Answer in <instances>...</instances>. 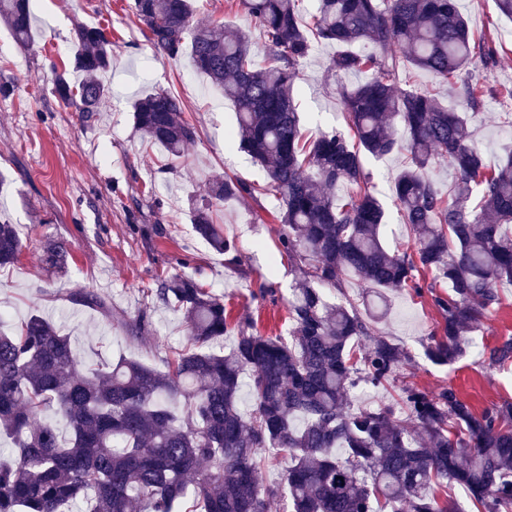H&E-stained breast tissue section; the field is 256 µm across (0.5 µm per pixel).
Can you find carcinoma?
I'll return each mask as SVG.
<instances>
[{
	"label": "carcinoma",
	"instance_id": "obj_1",
	"mask_svg": "<svg viewBox=\"0 0 512 512\" xmlns=\"http://www.w3.org/2000/svg\"><path fill=\"white\" fill-rule=\"evenodd\" d=\"M298 2L239 0L263 35L264 66L255 62L250 31L230 22L190 29L192 0L133 3L157 52L189 53L195 69L224 90L237 112L229 143L265 169V189L279 194L281 251L299 270L289 336L239 322L229 352L210 350L231 331L224 300L185 274L162 279L156 290L190 329L189 344L161 369L121 358L82 374L70 339L37 313L14 333L0 332V435L13 442L0 456V512H67L78 502L85 512H181L190 499L201 512H269L274 499L289 512H464L437 493L448 483L463 486L478 512H512V401L477 412L451 386L404 385L387 404H349L361 386H392L412 361L385 336L361 344L387 314L386 292H422L419 271L445 285L434 294L442 322L425 356L448 366L472 351L470 333L502 303L499 286L512 285V153L485 164L467 135L484 85L459 79L475 56L487 61L497 50L474 38L456 0H318L308 23ZM0 19L18 46L33 48L30 0H0ZM360 42L373 52L353 50ZM315 43L336 47L333 73H369L340 88L352 140L338 130L316 137L303 130L294 85ZM111 64L104 30L77 26L73 67L83 79L54 71L55 96L84 114L100 111L110 91L99 75ZM411 67L430 73L435 86H401L399 73ZM457 82L460 111L440 101V87ZM133 122L173 159L197 140L169 92L138 99ZM394 124L404 138L389 132ZM394 150L408 156L395 193L400 219L415 235L410 253L383 245L385 210L363 171L364 154ZM439 161L456 174L446 193L428 175ZM339 181L352 189L342 203L331 192ZM256 192L239 179L216 178L192 211L195 233L228 264L237 260V243L216 211L229 197ZM70 251L64 240L49 241L46 265L65 271ZM21 252L14 225L0 224V267ZM350 275L376 290L380 305L368 303L362 313L349 299L329 301L324 290ZM72 300L112 314L94 292ZM489 360L512 362V336L489 350ZM244 384L248 413L238 406ZM48 410L68 438L42 420ZM277 459L287 463L282 481L267 486L261 471Z\"/></svg>",
	"mask_w": 512,
	"mask_h": 512
}]
</instances>
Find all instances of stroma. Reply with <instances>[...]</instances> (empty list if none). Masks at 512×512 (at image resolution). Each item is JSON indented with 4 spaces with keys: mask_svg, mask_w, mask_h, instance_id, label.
<instances>
[{
    "mask_svg": "<svg viewBox=\"0 0 512 512\" xmlns=\"http://www.w3.org/2000/svg\"><path fill=\"white\" fill-rule=\"evenodd\" d=\"M132 5L133 0H30V51L16 46L0 23V85L11 88L10 95L0 96V224L15 225L23 243L17 262L0 267V329L18 326L37 310L70 336L85 363L123 356L159 368L189 336L182 314L149 295L165 276H192L223 297L230 323L250 320L258 332L274 336L290 327L295 274L278 254L275 196L228 200L220 208L218 221L239 246L235 264H225L193 231L190 209L210 179L227 174L261 184L266 172L244 151L225 145L236 127L232 102L194 70L190 57L153 55ZM459 6L475 36L503 47L494 64L477 57L469 67L487 93L468 132L485 163L494 166L512 146V125L504 121L512 101L498 94L501 87L512 88V19L500 14L495 0H459ZM80 24L104 29L114 47L112 67L102 76L110 100L88 117L53 93V70L69 66ZM333 53L331 46L316 45L299 67L294 97L311 137L345 129L336 87L361 80L357 74L332 75ZM159 90L181 99L185 118L199 133L171 170L165 150L144 140L132 119L134 102ZM406 164L402 151L363 161L386 211L380 234L392 250L414 241L394 200V181ZM54 239L72 246L63 274L41 261L45 244ZM79 290L99 295L111 316L72 303L71 294ZM500 293L501 306L476 332L483 347L512 336V285ZM138 320L141 330L128 332L127 324ZM440 320L430 290L389 293L379 331L411 353L404 380L430 392L453 387L478 411L512 401L511 363L491 364L480 351L450 366L425 358L424 345Z\"/></svg>",
    "mask_w": 512,
    "mask_h": 512,
    "instance_id": "stroma-1",
    "label": "stroma"
}]
</instances>
